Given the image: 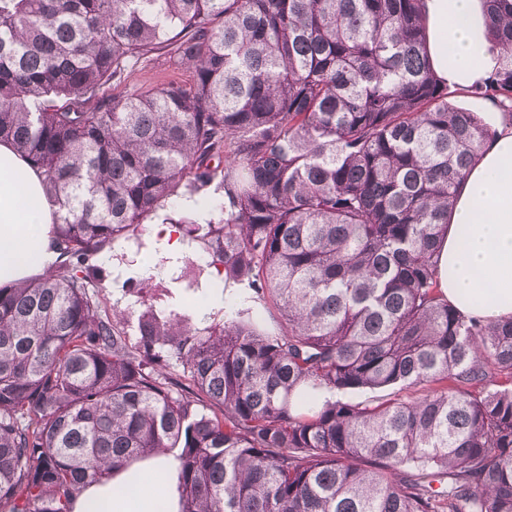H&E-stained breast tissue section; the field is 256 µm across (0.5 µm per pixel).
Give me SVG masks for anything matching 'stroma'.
<instances>
[{
    "label": "stroma",
    "instance_id": "obj_1",
    "mask_svg": "<svg viewBox=\"0 0 512 512\" xmlns=\"http://www.w3.org/2000/svg\"><path fill=\"white\" fill-rule=\"evenodd\" d=\"M182 264L167 267L160 256V249L153 238L152 222H145L139 240L124 238L112 241L94 258L105 280L95 295L103 313L121 312L137 314L143 303L149 302L156 309H170L173 302L190 306L193 320L199 327H207L224 320L245 318L253 321L259 330L270 336L282 334L284 322L271 303L260 299L253 289L244 294L224 293L219 278L201 274L198 286H190L183 277L184 262L202 265L203 258L198 244L188 245L182 255ZM152 262L156 275L148 278L128 274L127 269L137 262Z\"/></svg>",
    "mask_w": 512,
    "mask_h": 512
}]
</instances>
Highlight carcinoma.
Returning <instances> with one entry per match:
<instances>
[{
	"instance_id": "cac0c4a2",
	"label": "carcinoma",
	"mask_w": 512,
	"mask_h": 512,
	"mask_svg": "<svg viewBox=\"0 0 512 512\" xmlns=\"http://www.w3.org/2000/svg\"><path fill=\"white\" fill-rule=\"evenodd\" d=\"M422 6L0 0V142L42 171L59 258L0 286V512H71L159 454L180 512H512V319L463 315L436 276L493 137L451 100L512 121V0H482L500 61L466 88L434 74ZM160 58L192 87L114 92ZM215 182V216L169 223L284 332L145 304L130 343L94 256ZM353 389L391 393L334 398Z\"/></svg>"
}]
</instances>
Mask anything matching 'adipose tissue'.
<instances>
[{
	"mask_svg": "<svg viewBox=\"0 0 512 512\" xmlns=\"http://www.w3.org/2000/svg\"><path fill=\"white\" fill-rule=\"evenodd\" d=\"M423 21L431 66L445 83L468 87L496 68L497 54L484 36L481 0H424ZM483 122L494 137L470 169L448 217L437 283L460 312L495 321L512 317V126L495 116ZM56 218L39 173L12 146L0 143V285L54 265L50 230ZM132 470L164 474L161 498L127 494L129 472L121 471L85 487L72 512H179L171 457L141 460Z\"/></svg>",
	"mask_w": 512,
	"mask_h": 512,
	"instance_id": "obj_1",
	"label": "adipose tissue"
}]
</instances>
